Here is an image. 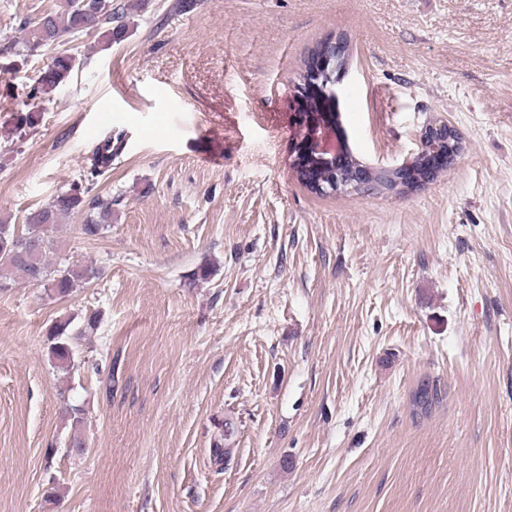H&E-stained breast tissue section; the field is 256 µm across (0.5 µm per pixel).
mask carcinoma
Returning a JSON list of instances; mask_svg holds the SVG:
<instances>
[{
    "mask_svg": "<svg viewBox=\"0 0 512 512\" xmlns=\"http://www.w3.org/2000/svg\"><path fill=\"white\" fill-rule=\"evenodd\" d=\"M92 16L96 24L92 28L84 25L86 17ZM128 8L124 4H115L113 0H60L58 8L41 13L35 18L23 22L21 31L23 52L27 56L55 46L62 37L68 35L75 39L92 30L105 28L106 44L118 43L126 39L129 31L127 22ZM80 66L76 55L67 51L53 52L46 57L43 65L35 72L28 85L26 99L28 103L12 114L11 124L14 132L23 134L33 129L40 120L35 101L55 90L69 75ZM122 144L112 142L107 137L89 158L91 168L102 173L112 167V161L121 151ZM89 187L74 184L65 192L54 196L47 204L27 213L23 224L11 223L8 218H0V235L10 240L26 241L32 237L42 240L41 249L35 254L34 263L0 254V290L16 282L32 283V265H37L47 277V286L57 297L71 296L98 280L103 269L93 263L79 261L64 262L55 265L50 254L57 248L54 236L62 218L77 211L85 212L83 223L76 230L81 238L96 241L103 237L112 220V199L95 197L86 201ZM73 319L61 318L53 322L47 330L49 354L55 366L68 371L74 365L70 336L73 335ZM439 401V392L435 385L421 382L411 393V404L415 412L427 414ZM66 415L71 421L73 435L70 446L82 447L83 441L78 430L83 425L82 410L67 407Z\"/></svg>",
    "mask_w": 512,
    "mask_h": 512,
    "instance_id": "obj_1",
    "label": "carcinoma"
}]
</instances>
